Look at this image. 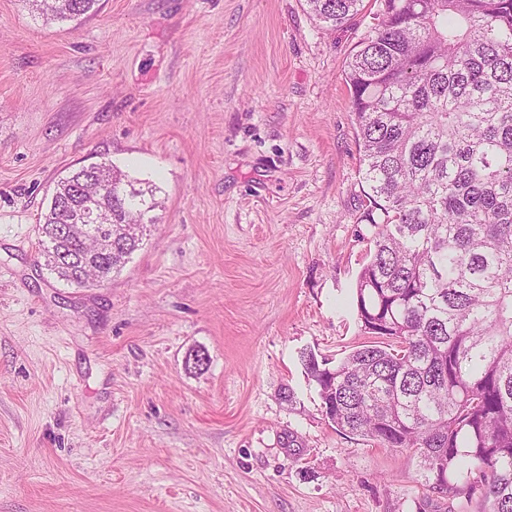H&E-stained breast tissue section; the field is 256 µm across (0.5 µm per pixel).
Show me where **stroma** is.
I'll use <instances>...</instances> for the list:
<instances>
[{"label":"stroma","instance_id":"1","mask_svg":"<svg viewBox=\"0 0 512 512\" xmlns=\"http://www.w3.org/2000/svg\"><path fill=\"white\" fill-rule=\"evenodd\" d=\"M365 3L326 28L305 0H98L50 25L0 0V512H448L405 453L336 430L300 362L366 340L344 80ZM101 161L160 205L121 273L77 288L39 225Z\"/></svg>","mask_w":512,"mask_h":512}]
</instances>
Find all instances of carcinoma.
<instances>
[{
  "label": "carcinoma",
  "mask_w": 512,
  "mask_h": 512,
  "mask_svg": "<svg viewBox=\"0 0 512 512\" xmlns=\"http://www.w3.org/2000/svg\"><path fill=\"white\" fill-rule=\"evenodd\" d=\"M46 23L98 0H22ZM336 28L364 0H305ZM344 75L373 250L355 285L364 344L335 366L303 352L326 418L417 462L426 490L512 512V0H379ZM157 187L107 163L61 178L41 231L45 266L109 281L155 223ZM112 213L118 252L58 238L66 202Z\"/></svg>",
  "instance_id": "1"
}]
</instances>
